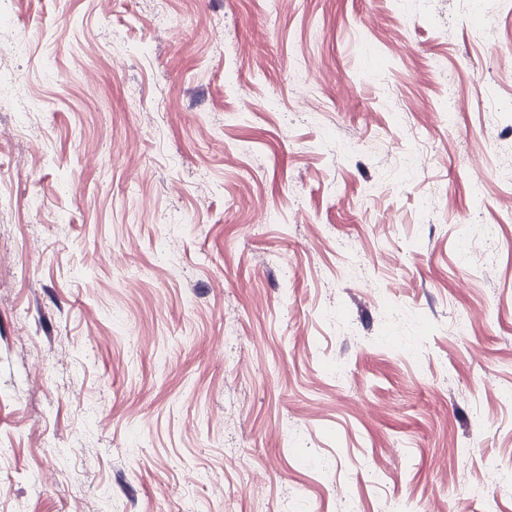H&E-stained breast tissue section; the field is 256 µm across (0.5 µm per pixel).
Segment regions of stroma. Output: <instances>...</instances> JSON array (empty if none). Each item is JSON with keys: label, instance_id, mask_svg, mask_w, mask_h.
I'll list each match as a JSON object with an SVG mask.
<instances>
[{"label": "stroma", "instance_id": "1", "mask_svg": "<svg viewBox=\"0 0 512 512\" xmlns=\"http://www.w3.org/2000/svg\"><path fill=\"white\" fill-rule=\"evenodd\" d=\"M504 99L512 0H0V512H512Z\"/></svg>", "mask_w": 512, "mask_h": 512}]
</instances>
